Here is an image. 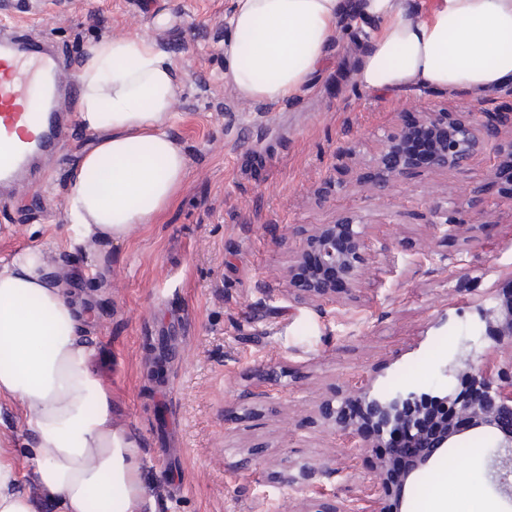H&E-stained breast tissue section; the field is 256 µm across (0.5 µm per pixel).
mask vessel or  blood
<instances>
[{"instance_id":"obj_1","label":"vessel or blood","mask_w":512,"mask_h":512,"mask_svg":"<svg viewBox=\"0 0 512 512\" xmlns=\"http://www.w3.org/2000/svg\"><path fill=\"white\" fill-rule=\"evenodd\" d=\"M73 61L21 20L0 24V213L30 190L38 164L53 159L75 128Z\"/></svg>"}]
</instances>
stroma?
Masks as SVG:
<instances>
[{"label": "stroma", "instance_id": "35a3bbf8", "mask_svg": "<svg viewBox=\"0 0 512 512\" xmlns=\"http://www.w3.org/2000/svg\"><path fill=\"white\" fill-rule=\"evenodd\" d=\"M233 0H60L37 24L69 57L96 38L150 39L175 63L179 87L168 127L187 159L170 203L125 241L86 246L71 228L67 190L19 199L0 217V269L26 249L89 315V365L112 399V420L137 439L142 512H313L362 498L379 472L375 452L353 453L319 408L370 385L383 391L441 383L448 339L473 328L458 309L491 290L512 289V182L488 179L492 153L452 171L426 168L386 190L372 157L383 136L426 109L466 111L460 93L367 91L356 65L375 22L342 29L319 79L288 100L239 96L224 75ZM344 191H337V180ZM467 209L472 228L434 235L432 208ZM369 224L371 269L351 300L321 306L288 296L286 270L304 231L351 212ZM394 276L381 273L382 246ZM452 255L466 277L446 268ZM458 267V268H459ZM447 324H440V317ZM175 440L178 462L158 448ZM467 453L440 455L427 484L408 482L403 512H433L445 475L457 512H512L488 478L487 435L469 433ZM0 448L20 493L37 480L25 411L0 396ZM257 460L244 469L245 460Z\"/></svg>", "mask_w": 512, "mask_h": 512}]
</instances>
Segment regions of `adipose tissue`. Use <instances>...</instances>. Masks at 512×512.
Listing matches in <instances>:
<instances>
[{
  "label": "adipose tissue",
  "instance_id": "ef3b65f1",
  "mask_svg": "<svg viewBox=\"0 0 512 512\" xmlns=\"http://www.w3.org/2000/svg\"><path fill=\"white\" fill-rule=\"evenodd\" d=\"M380 24L359 58L366 89H438L479 96L512 86V0H234L224 73L249 100L312 89L352 9ZM78 112L105 131L84 156L68 195L79 234L126 239L172 199L187 172L164 131L178 80L172 60L144 38L91 45L76 71ZM84 318L50 286L32 248L0 270V395L27 414L40 483L63 512H140L136 442L112 423V402L89 367Z\"/></svg>",
  "mask_w": 512,
  "mask_h": 512
}]
</instances>
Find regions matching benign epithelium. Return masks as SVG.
<instances>
[{
	"instance_id": "7a95c632",
	"label": "benign epithelium",
	"mask_w": 512,
	"mask_h": 512,
	"mask_svg": "<svg viewBox=\"0 0 512 512\" xmlns=\"http://www.w3.org/2000/svg\"><path fill=\"white\" fill-rule=\"evenodd\" d=\"M484 109L478 103L465 112H425L418 125L441 130L429 168L448 171L468 165L498 138L496 125L481 120ZM411 128L403 127L384 135L376 159L378 187L405 180L414 166L405 162L402 142ZM495 145V144H493ZM499 156L512 161V142L495 145ZM431 223L446 227L453 236L465 228L461 210L453 215L432 210ZM369 224L360 215H350L336 224H321L307 237L306 248L288 266V293L300 304L341 295L350 296L366 274L368 253L365 240ZM470 322L478 330V341H468L469 356L461 361L453 354L442 368L449 382L422 387L376 391L359 388L337 397V405L322 408V417L336 432L357 439L358 448H378L385 438L399 433L412 448L422 452L407 458L396 449L382 457L373 489L383 501L382 512H402L389 480L392 471L399 481L408 482L428 470L435 459L451 448L460 447L468 433L479 431L495 437L489 477L495 489L512 499V294L499 293L471 306ZM493 340L500 360L482 366L481 344ZM355 400L363 407L373 434L367 435L347 417L344 406Z\"/></svg>"
}]
</instances>
